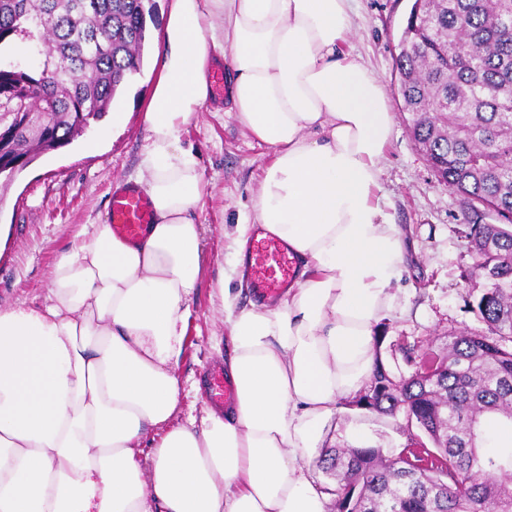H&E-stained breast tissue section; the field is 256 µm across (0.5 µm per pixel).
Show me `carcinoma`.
I'll list each match as a JSON object with an SVG mask.
<instances>
[{"mask_svg":"<svg viewBox=\"0 0 512 512\" xmlns=\"http://www.w3.org/2000/svg\"><path fill=\"white\" fill-rule=\"evenodd\" d=\"M145 0H0V176L71 144L141 71ZM35 67L5 59L18 43ZM409 132L438 182L462 197L472 270L468 302L486 329L450 331L427 379L392 383L377 353L351 406L402 415L409 443L389 456L348 443L319 460L335 481L330 512H512V447L482 448L493 422L512 431V0L413 3L395 57ZM498 222L488 223L490 213ZM418 428L433 448L412 433Z\"/></svg>","mask_w":512,"mask_h":512,"instance_id":"carcinoma-1","label":"carcinoma"}]
</instances>
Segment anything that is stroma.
<instances>
[{"mask_svg":"<svg viewBox=\"0 0 512 512\" xmlns=\"http://www.w3.org/2000/svg\"><path fill=\"white\" fill-rule=\"evenodd\" d=\"M171 0H154L156 21L148 22V41L140 74L129 77L113 102L124 113L92 122L72 144L42 155L11 182L0 185V307L43 302L55 262L87 224H103L118 181L136 174L147 144L145 112L160 72L161 16ZM412 0H354L350 47L381 80L393 114L394 131L383 161L381 194L391 221L403 225L411 242L381 347L397 377L412 368L401 351L418 342L435 350L451 330H478L482 324L467 307L473 260L462 236L458 197L440 186L411 139L408 113L402 112L393 71L398 39ZM201 154L207 194L198 213L205 227L197 285L190 303L177 362L178 417H200L208 400L201 389L206 372L223 365L231 350L217 290L224 279L227 241L224 229L246 212L271 150L246 134L227 102L210 100L200 121L183 135ZM370 445L390 455L408 444L398 418L357 413Z\"/></svg>","mask_w":512,"mask_h":512,"instance_id":"1","label":"stroma"}]
</instances>
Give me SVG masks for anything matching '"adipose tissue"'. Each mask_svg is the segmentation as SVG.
I'll list each match as a JSON object with an SVG mask.
<instances>
[{
    "label": "adipose tissue",
    "mask_w": 512,
    "mask_h": 512,
    "mask_svg": "<svg viewBox=\"0 0 512 512\" xmlns=\"http://www.w3.org/2000/svg\"><path fill=\"white\" fill-rule=\"evenodd\" d=\"M352 3L172 0L135 180L152 224L134 243L85 225L42 305L0 308V512H327L303 463L369 381L404 262L378 196L393 116L345 49ZM215 49L230 111L272 159L249 221L227 234L235 398L179 424L206 194L181 135L211 98ZM257 227L299 268L275 300L243 305L235 283Z\"/></svg>",
    "instance_id": "adipose-tissue-1"
}]
</instances>
